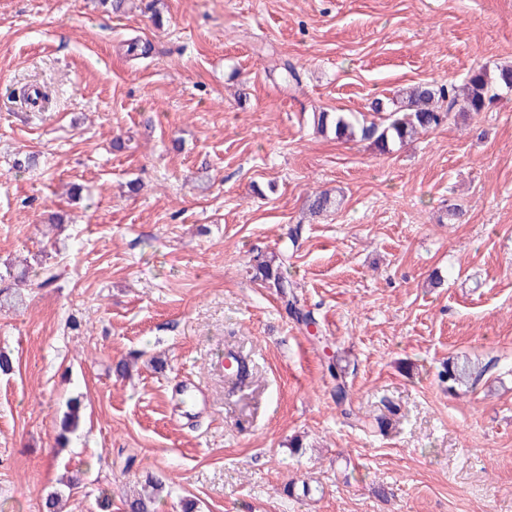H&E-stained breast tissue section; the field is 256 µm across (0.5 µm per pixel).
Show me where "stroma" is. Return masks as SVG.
Masks as SVG:
<instances>
[{
    "label": "stroma",
    "mask_w": 512,
    "mask_h": 512,
    "mask_svg": "<svg viewBox=\"0 0 512 512\" xmlns=\"http://www.w3.org/2000/svg\"><path fill=\"white\" fill-rule=\"evenodd\" d=\"M476 65H512V0H0V266L59 272L0 307V512H124L151 476L158 512H512V92L385 155L309 121ZM279 257H266L262 254L253 259L250 269L252 270V279L268 284L269 288H276V291L285 304L288 314L296 320L298 324L306 329L311 325H317L311 311L306 310L298 299L292 283L284 275L282 267L283 262ZM484 370L468 358H456L448 361V365L439 371L441 382L448 384V390L454 391L459 387L475 386Z\"/></svg>",
    "instance_id": "obj_1"
}]
</instances>
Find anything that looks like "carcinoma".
<instances>
[{
    "mask_svg": "<svg viewBox=\"0 0 512 512\" xmlns=\"http://www.w3.org/2000/svg\"><path fill=\"white\" fill-rule=\"evenodd\" d=\"M512 90V67L500 68L490 76L484 66L473 68L466 83L460 88H435L421 83L400 91L387 101L377 99L373 111L377 119L357 123L345 112H313L310 121L313 128L322 134H332L340 141H368L381 153H389L395 146H402L421 131L436 129L450 118L451 109L460 105L463 112H483L489 109L497 96V90ZM448 100V109L436 105L439 100ZM283 262L277 257L258 255L251 264L252 279L276 289L285 304L288 314L304 327L316 324L311 311L305 309L293 289V284L284 275ZM331 376L336 380V400H347V389L342 372L335 361L328 364ZM483 370L467 358H456L439 371L441 382L448 384V390L470 387L478 383ZM80 400L72 398L67 402V412L62 419L64 431L77 429L80 420ZM153 492L140 496L128 503L129 512H155L163 484L157 479H148Z\"/></svg>",
    "mask_w": 512,
    "mask_h": 512,
    "instance_id": "carcinoma-1",
    "label": "carcinoma"
}]
</instances>
